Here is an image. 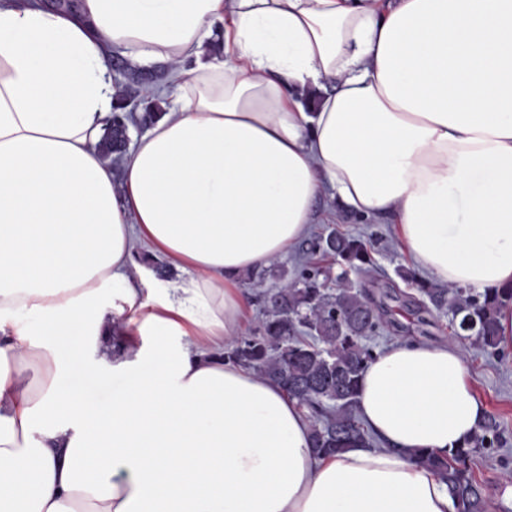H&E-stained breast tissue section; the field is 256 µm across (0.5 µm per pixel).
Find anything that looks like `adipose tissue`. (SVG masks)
<instances>
[{
	"label": "adipose tissue",
	"mask_w": 512,
	"mask_h": 512,
	"mask_svg": "<svg viewBox=\"0 0 512 512\" xmlns=\"http://www.w3.org/2000/svg\"><path fill=\"white\" fill-rule=\"evenodd\" d=\"M115 47L174 81L119 177L100 150ZM328 190L392 216L435 279L512 287V0H0V512H455L417 460L486 417L452 343L378 351L358 413L383 445L333 456L221 358L243 275ZM140 242L182 272L148 300ZM70 335L123 378L111 405L60 387Z\"/></svg>",
	"instance_id": "ef3b65f1"
}]
</instances>
